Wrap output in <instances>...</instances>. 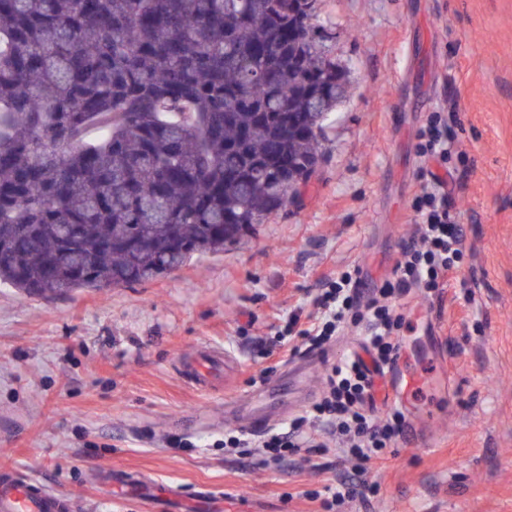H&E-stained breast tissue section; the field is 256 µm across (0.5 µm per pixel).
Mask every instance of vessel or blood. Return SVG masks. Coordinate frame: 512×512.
Returning <instances> with one entry per match:
<instances>
[{
    "instance_id": "obj_1",
    "label": "vessel or blood",
    "mask_w": 512,
    "mask_h": 512,
    "mask_svg": "<svg viewBox=\"0 0 512 512\" xmlns=\"http://www.w3.org/2000/svg\"><path fill=\"white\" fill-rule=\"evenodd\" d=\"M315 363V358L309 357L291 367L288 373L289 397L299 401L306 395L304 381ZM223 365L221 357L207 353L192 364L190 374L198 385L203 386L213 380ZM386 378L399 404L411 410L418 397L427 390L431 375L398 364L387 371ZM233 409L236 426L255 430L270 423L274 402L269 389L264 388L252 398L237 401ZM112 481L124 486L131 494L148 496L155 512H179L180 493L176 488L155 490L138 476L128 473L113 474ZM69 508L67 498L44 489L33 479L7 470L0 472V512H68Z\"/></svg>"
}]
</instances>
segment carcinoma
<instances>
[{
  "instance_id": "carcinoma-1",
  "label": "carcinoma",
  "mask_w": 512,
  "mask_h": 512,
  "mask_svg": "<svg viewBox=\"0 0 512 512\" xmlns=\"http://www.w3.org/2000/svg\"><path fill=\"white\" fill-rule=\"evenodd\" d=\"M316 0H0V283L149 282L299 193L346 97Z\"/></svg>"
}]
</instances>
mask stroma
Here are the masks:
<instances>
[{"instance_id": "35a3bbf8", "label": "stroma", "mask_w": 512, "mask_h": 512, "mask_svg": "<svg viewBox=\"0 0 512 512\" xmlns=\"http://www.w3.org/2000/svg\"><path fill=\"white\" fill-rule=\"evenodd\" d=\"M348 98L330 115L300 195L224 251L158 279L43 299L0 284V470L67 495L74 512H150L107 483L143 472L206 490L223 512H317L313 491L348 482L335 512H512V0H316ZM457 115L448 206L464 233L454 286L403 330L408 366L443 370L395 447L364 474L339 447L279 464L224 450L228 400L288 380L270 354L319 276L391 273L421 189L416 134ZM219 351L212 388L185 374Z\"/></svg>"}]
</instances>
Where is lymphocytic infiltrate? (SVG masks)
I'll return each mask as SVG.
<instances>
[{"label": "lymphocytic infiltrate", "mask_w": 512, "mask_h": 512, "mask_svg": "<svg viewBox=\"0 0 512 512\" xmlns=\"http://www.w3.org/2000/svg\"><path fill=\"white\" fill-rule=\"evenodd\" d=\"M454 147L447 113L429 115L419 134V155L444 163ZM424 179L411 203L415 231L403 245L392 276L373 286L366 285L357 269L336 278L322 277L309 327H300L299 315L289 317L285 334L293 350L326 351L340 331L359 327L365 332V354L331 365L322 397L309 413L294 419L287 433L262 440L266 460L277 462L283 452L306 447L317 429L329 440H341L360 465L403 436L405 412L391 404L376 407L374 373L402 352L412 291L431 296L452 286L464 257L462 230L448 211L447 176L429 170Z\"/></svg>", "instance_id": "f902f5d3"}]
</instances>
